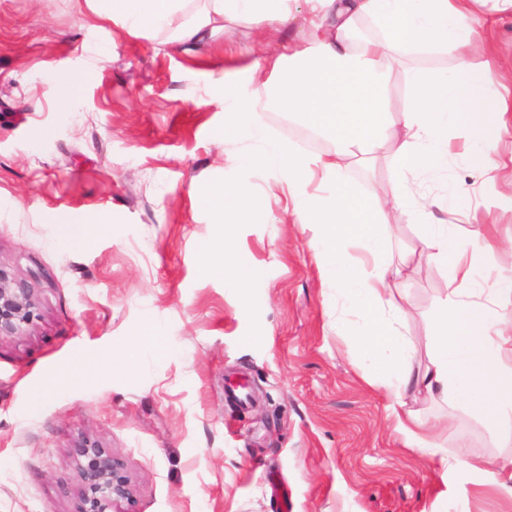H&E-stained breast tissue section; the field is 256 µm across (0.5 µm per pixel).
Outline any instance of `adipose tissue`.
<instances>
[{
	"label": "adipose tissue",
	"mask_w": 512,
	"mask_h": 512,
	"mask_svg": "<svg viewBox=\"0 0 512 512\" xmlns=\"http://www.w3.org/2000/svg\"><path fill=\"white\" fill-rule=\"evenodd\" d=\"M286 0H86L101 20L144 38L163 31L169 41L187 44L226 30L228 23L251 20L284 24L291 12ZM312 43L289 55L274 83L265 86L261 106L247 103L233 80H225V110L231 119L224 133L247 140L251 149L242 165L278 170L288 186L293 214L309 227L321 278L347 319L337 327L353 337L370 367L379 369L395 414L396 429L408 447L426 452L436 446V431L405 408L411 389L453 400L486 420L495 438L512 444V332L498 309L466 301L478 273L465 259L466 245L452 226L465 216L468 201L457 193L448 201V219L436 222L432 211L411 205L403 191L390 187L363 199L343 179L348 158L385 145L397 147L408 167L447 161L449 132H458L471 168L485 180L496 178L486 163L490 147L512 124V80L493 68L473 71L470 57L492 47V24L479 15L476 0H304ZM378 23L381 42L356 43L360 20ZM453 49L459 63L441 75L411 77L412 103L398 122L384 121V91L396 47ZM303 115L313 130L333 144L332 152L308 155L270 139L258 119L259 109ZM202 200L224 226V239L205 246L209 272L248 295L253 277L250 258L227 250L238 222L256 206L243 185H225ZM408 211L422 230L420 249L449 266L453 287L439 313L426 322L428 363L416 364V348L398 331L406 313L395 302L391 283L413 258L393 255L386 230L390 217ZM356 241L363 254L355 259L344 247ZM473 448L455 460L457 470L478 473L480 481L512 496V467L488 469Z\"/></svg>",
	"instance_id": "ef3b65f1"
}]
</instances>
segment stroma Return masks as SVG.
<instances>
[{
  "label": "stroma",
  "instance_id": "35a3bbf8",
  "mask_svg": "<svg viewBox=\"0 0 512 512\" xmlns=\"http://www.w3.org/2000/svg\"><path fill=\"white\" fill-rule=\"evenodd\" d=\"M496 22L491 56L512 72V13L486 0ZM304 19L274 32L240 22L195 49L99 21L85 0H0V264L33 288L28 333L0 344V512H74V441L99 439L133 487L121 512H512V497L477 476L445 473L464 447L512 462L474 415L426 393L407 410L440 424L424 454L395 429L390 400L336 327L308 228L296 224L279 174L245 167L247 142L224 140L222 72L253 91L257 57L309 45ZM385 90L389 119L410 105L413 72L442 73L445 48L397 49ZM79 72L72 111H58L51 75ZM498 178L482 184L451 137L447 168L422 173L385 146L371 169L346 168L361 195L400 181L416 202L467 190L472 225L488 247L468 256L487 281L507 274L496 249L512 233V135L490 149ZM247 184L260 196L231 243L251 256L240 296L210 274L202 251L221 228L203 192ZM87 222L84 246L59 249V225ZM452 283L417 256L392 287L409 317L401 333L428 356L424 325ZM156 325L166 353L142 359L136 379L101 359ZM68 379L39 415L18 414L49 375ZM248 381L256 399L228 403Z\"/></svg>",
  "mask_w": 512,
  "mask_h": 512
}]
</instances>
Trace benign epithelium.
<instances>
[{"label": "benign epithelium", "instance_id": "obj_1", "mask_svg": "<svg viewBox=\"0 0 512 512\" xmlns=\"http://www.w3.org/2000/svg\"><path fill=\"white\" fill-rule=\"evenodd\" d=\"M35 309L32 289L0 265V342L25 335ZM74 448L79 485L75 512H116L115 505L131 500V483L122 475V463L110 449L87 436L77 439Z\"/></svg>", "mask_w": 512, "mask_h": 512}]
</instances>
